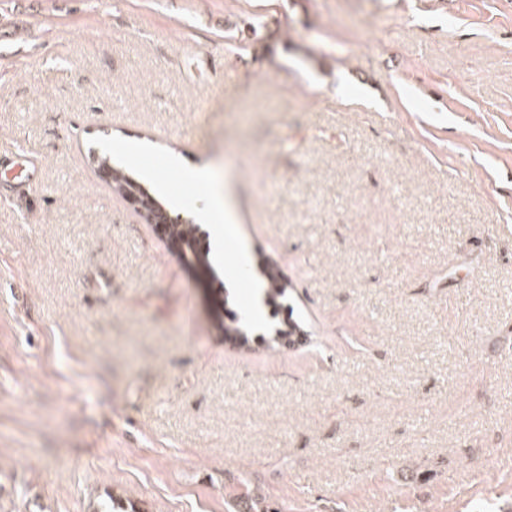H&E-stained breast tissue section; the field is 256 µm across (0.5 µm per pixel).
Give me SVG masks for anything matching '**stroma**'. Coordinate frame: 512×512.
Listing matches in <instances>:
<instances>
[{
    "mask_svg": "<svg viewBox=\"0 0 512 512\" xmlns=\"http://www.w3.org/2000/svg\"><path fill=\"white\" fill-rule=\"evenodd\" d=\"M215 167L306 331L247 350L91 153ZM0 512H512V0H0ZM30 161L26 156L13 154L5 157L0 164V181L18 192H29L31 183L27 179L26 170Z\"/></svg>",
    "mask_w": 512,
    "mask_h": 512,
    "instance_id": "obj_1",
    "label": "stroma"
}]
</instances>
